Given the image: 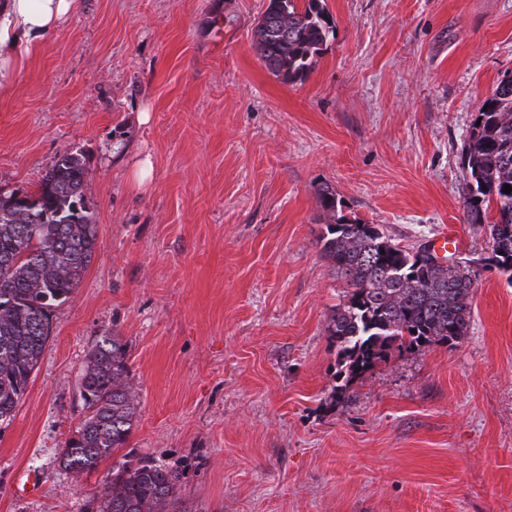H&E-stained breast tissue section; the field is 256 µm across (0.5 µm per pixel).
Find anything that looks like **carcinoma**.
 Here are the masks:
<instances>
[{
	"mask_svg": "<svg viewBox=\"0 0 512 512\" xmlns=\"http://www.w3.org/2000/svg\"><path fill=\"white\" fill-rule=\"evenodd\" d=\"M323 0H268L254 29L266 68L284 81L305 75L329 36ZM464 146L468 180L463 217L489 224L485 267L512 280V76L479 107ZM86 169L62 155L33 193L0 194V423L10 421L26 394L51 336L53 308L79 287L98 250V227L85 199ZM321 207L331 215L319 238L324 256L350 291L336 308L328 335L348 380L386 361L392 349L460 343L468 334L476 271L465 261L445 269L421 249L393 243L376 224L338 214L325 187ZM85 415L60 449V465L79 478L112 461L92 512H191L180 469L116 454L134 426L138 395L128 380L126 344L115 334L91 346L80 381Z\"/></svg>",
	"mask_w": 512,
	"mask_h": 512,
	"instance_id": "1",
	"label": "carcinoma"
}]
</instances>
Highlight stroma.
Here are the masks:
<instances>
[{"label":"stroma","instance_id":"1","mask_svg":"<svg viewBox=\"0 0 512 512\" xmlns=\"http://www.w3.org/2000/svg\"><path fill=\"white\" fill-rule=\"evenodd\" d=\"M266 4L81 0L0 92V193L79 154L99 237L0 424V512H90L108 464L76 478L57 453L112 330L139 393L125 451L180 466L191 512H512V279L461 204L512 0H325L332 31L290 83L253 44ZM325 184L400 246L456 228L479 271L458 346L391 351L341 394Z\"/></svg>","mask_w":512,"mask_h":512}]
</instances>
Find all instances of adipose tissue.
<instances>
[{
    "instance_id": "ef3b65f1",
    "label": "adipose tissue",
    "mask_w": 512,
    "mask_h": 512,
    "mask_svg": "<svg viewBox=\"0 0 512 512\" xmlns=\"http://www.w3.org/2000/svg\"><path fill=\"white\" fill-rule=\"evenodd\" d=\"M79 0H0V90L15 82L23 51L57 30L78 10Z\"/></svg>"
}]
</instances>
